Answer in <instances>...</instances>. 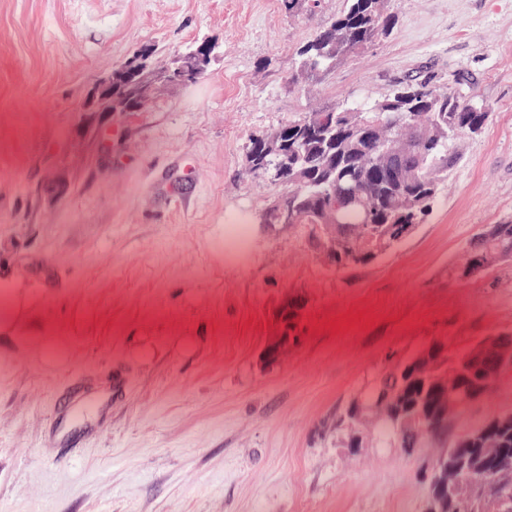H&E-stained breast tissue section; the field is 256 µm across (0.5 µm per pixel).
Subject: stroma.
<instances>
[{
	"label": "stroma",
	"instance_id": "35a3bbf8",
	"mask_svg": "<svg viewBox=\"0 0 512 512\" xmlns=\"http://www.w3.org/2000/svg\"><path fill=\"white\" fill-rule=\"evenodd\" d=\"M344 0H0V512H425L439 448L405 454L370 422L326 424L435 339L462 352L512 332V262L450 271L512 221V0H386L389 33L305 79L297 51ZM195 83L113 113L92 150L88 88L145 44L156 66L196 42ZM487 104L426 220L374 264L325 267L303 225L265 233L278 193L245 170L252 136L399 83ZM68 170L71 193L32 185ZM306 302L277 361L276 312ZM365 312L348 331L328 329ZM124 378L125 389H110ZM93 392L64 444L53 411Z\"/></svg>",
	"mask_w": 512,
	"mask_h": 512
}]
</instances>
